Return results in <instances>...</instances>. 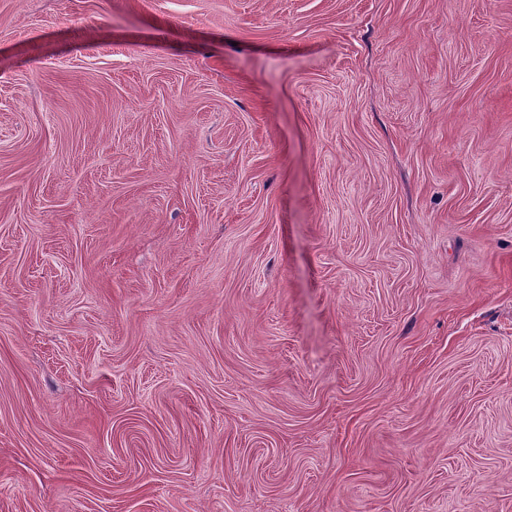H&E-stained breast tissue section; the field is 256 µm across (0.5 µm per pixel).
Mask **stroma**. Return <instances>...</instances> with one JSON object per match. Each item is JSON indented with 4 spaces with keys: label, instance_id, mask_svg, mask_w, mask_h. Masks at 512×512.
I'll use <instances>...</instances> for the list:
<instances>
[{
    "label": "stroma",
    "instance_id": "stroma-1",
    "mask_svg": "<svg viewBox=\"0 0 512 512\" xmlns=\"http://www.w3.org/2000/svg\"><path fill=\"white\" fill-rule=\"evenodd\" d=\"M0 512H512V0H0Z\"/></svg>",
    "mask_w": 512,
    "mask_h": 512
}]
</instances>
